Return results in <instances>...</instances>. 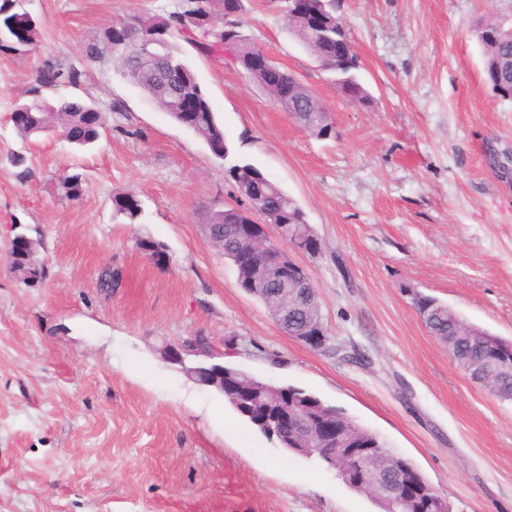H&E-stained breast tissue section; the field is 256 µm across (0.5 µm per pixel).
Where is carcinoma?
<instances>
[{"instance_id": "carcinoma-1", "label": "carcinoma", "mask_w": 512, "mask_h": 512, "mask_svg": "<svg viewBox=\"0 0 512 512\" xmlns=\"http://www.w3.org/2000/svg\"><path fill=\"white\" fill-rule=\"evenodd\" d=\"M242 0H179L177 8L166 15L124 18L131 23L132 31L122 49L115 50L112 40L102 35L86 48V57L91 62L112 61L118 71L131 79L155 104L179 125L201 137L212 154L221 160L229 156V146L224 136V127L212 111L208 97L199 84L188 63L181 57L175 39L183 37L201 51L219 56L224 64L238 65L259 89H264L263 75L249 68L250 55L258 50L244 34ZM28 10L23 0H0V52L24 55L39 42L43 21L34 17L27 19ZM485 57V73L492 88L503 96L512 90V24L494 19L479 24L475 29ZM289 34L296 37L310 52L330 54L327 42L313 38L304 20H294ZM155 41L156 52L165 58L167 69L160 75L152 64L139 62V46ZM321 69L331 74L332 81L340 88L354 86L350 92L353 101L359 103L370 99L369 92L359 82L357 60L342 68L329 63ZM83 73L69 65H54L47 74L39 76V82L57 91L81 83ZM289 85L288 97L279 104L288 110L292 118L305 130L318 137L330 135L325 123V112L320 99L307 87L290 76H285ZM192 95L199 99L197 112L190 119L183 118L180 99ZM22 111L28 118L14 123V131L24 140L47 135L48 130L59 132L70 144L86 149L92 147L101 136L104 125V109L94 101L78 96L57 92L53 97L45 96L40 90L32 89L20 99ZM228 175L239 193L247 196L251 191L261 193L267 204L278 212L284 231L294 239L311 232L305 212L298 202L280 186L268 179L250 163L236 162L228 167ZM83 175L75 172L60 178L63 195L69 201L79 200L82 193ZM130 193H117L112 197V217L127 224H139L144 216L143 206L129 205ZM231 209L222 208L211 213L206 230L210 241L222 253L224 259L235 262L238 255L253 247V242L240 237L235 226L230 224ZM42 247L41 239L29 238L28 248L19 254L9 273L27 288L43 284L46 269L38 258ZM237 283L246 293L259 300L270 312L282 331L297 340H308L302 329L307 326H325L318 296L311 289L288 280V273L274 265L263 264L255 271H236ZM98 286L104 293L120 286L119 273L110 267L102 268ZM413 305L422 322L442 345L451 346L456 352V361L470 375L479 372L482 364L499 361L507 368L498 373L494 396L503 403H512V341L494 336L478 327L466 329L459 325L460 315L448 304L435 297L416 293ZM224 375L236 377L242 383L258 391V399L268 405L297 400L305 404L311 416L320 418L330 415L345 439L356 442L363 448H381L383 442L369 429L348 415L344 409L325 403L315 394L295 385H277L265 382L237 367L224 365ZM224 401L252 426L269 438L276 439L287 451L315 456L324 464H331L329 448L319 442L286 438L256 420L240 402L238 396L224 392ZM380 470L391 474V478L407 479L414 475L427 493L413 503L403 501L398 494L384 492L375 481L362 482L358 473L344 470V462L336 458V477L355 492L370 497L381 512H432L429 493L432 485L423 472L404 456H386L380 462Z\"/></svg>"}]
</instances>
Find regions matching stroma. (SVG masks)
Instances as JSON below:
<instances>
[{"label":"stroma","instance_id":"stroma-1","mask_svg":"<svg viewBox=\"0 0 512 512\" xmlns=\"http://www.w3.org/2000/svg\"><path fill=\"white\" fill-rule=\"evenodd\" d=\"M177 0H28L35 49L0 54V512H378L315 458L285 453L158 349L188 336L227 360L343 407L411 459L453 512H512V404L472 381L431 336L413 293L512 340V183L486 156L512 148V98L484 78L474 30L512 0H335L372 100L352 102L283 28L281 0H250L244 31L311 89L331 136L300 127L237 69L178 41L224 124L234 158L295 198L322 244L301 256L332 336L359 368L282 333L237 284L205 230L242 205L224 164L111 61L84 48L113 21ZM55 64L83 70L79 97L104 105L96 147L26 145L15 100ZM27 149L19 177L12 152ZM84 176L67 200L62 174ZM133 191L140 224L112 219ZM42 241L41 287L7 272V228ZM148 236L170 261L135 246ZM120 288H98L103 266Z\"/></svg>","mask_w":512,"mask_h":512}]
</instances>
